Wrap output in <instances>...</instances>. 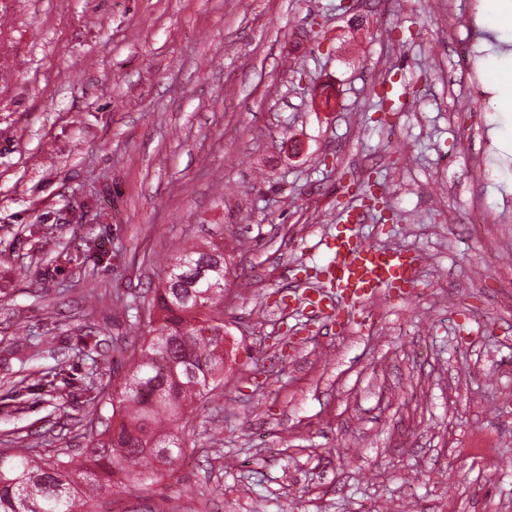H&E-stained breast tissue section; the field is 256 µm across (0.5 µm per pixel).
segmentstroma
Returning a JSON list of instances; mask_svg holds the SVG:
<instances>
[{
  "label": "stroma",
  "mask_w": 512,
  "mask_h": 512,
  "mask_svg": "<svg viewBox=\"0 0 512 512\" xmlns=\"http://www.w3.org/2000/svg\"><path fill=\"white\" fill-rule=\"evenodd\" d=\"M337 2L0 0V453L78 457L170 255L220 241L230 270L222 393L97 512H512V108L463 98L512 72V29L488 0H381L361 37ZM376 175L356 233L417 282L314 314Z\"/></svg>",
  "instance_id": "35a3bbf8"
}]
</instances>
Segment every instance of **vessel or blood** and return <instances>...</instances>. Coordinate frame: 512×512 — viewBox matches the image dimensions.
Masks as SVG:
<instances>
[{"mask_svg": "<svg viewBox=\"0 0 512 512\" xmlns=\"http://www.w3.org/2000/svg\"><path fill=\"white\" fill-rule=\"evenodd\" d=\"M365 211L356 207L349 211L341 236L328 245L329 260L324 267V286L308 299L313 313L332 310L326 289H335L343 302L359 306L378 294L401 297L413 287L419 257L403 250L388 249L362 242L356 229L363 224Z\"/></svg>", "mask_w": 512, "mask_h": 512, "instance_id": "obj_1", "label": "vessel or blood"}]
</instances>
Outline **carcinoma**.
Segmentation results:
<instances>
[{
  "label": "carcinoma",
  "instance_id": "obj_1",
  "mask_svg": "<svg viewBox=\"0 0 512 512\" xmlns=\"http://www.w3.org/2000/svg\"><path fill=\"white\" fill-rule=\"evenodd\" d=\"M222 262V243L176 251L169 265L176 281L153 298L155 336L130 356L100 440L81 449L78 461L0 453V512H96L99 490L122 487L114 477L155 475L179 462L186 409L218 392L224 372V289L215 287L221 274L195 279L199 268ZM73 463L84 474L80 482L72 479Z\"/></svg>",
  "mask_w": 512,
  "mask_h": 512
}]
</instances>
